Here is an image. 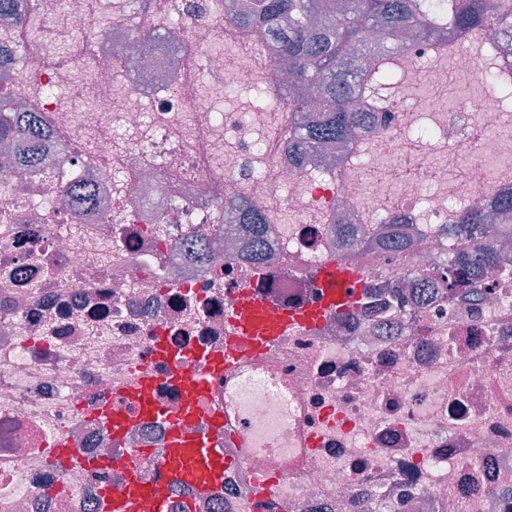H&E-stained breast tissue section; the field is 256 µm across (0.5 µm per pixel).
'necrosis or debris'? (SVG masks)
Segmentation results:
<instances>
[{"mask_svg": "<svg viewBox=\"0 0 512 512\" xmlns=\"http://www.w3.org/2000/svg\"><path fill=\"white\" fill-rule=\"evenodd\" d=\"M251 2L16 0L0 20V98L52 126L41 172L0 153V512H97L103 491L123 492L133 458L168 512H366L381 495L391 512H512V260L455 295L413 294L445 267L449 225L512 191V13L491 11L461 37L447 0H428L440 36L395 42L425 104L355 94L375 120L328 146L338 165L319 166L288 152L277 44L235 22ZM102 16L111 25L92 36ZM144 27L161 38L140 55ZM258 85L267 107L244 95ZM91 174L97 205L73 214L65 193ZM233 199L267 218L265 270L247 256ZM396 218L419 227L411 248L378 245ZM332 256L360 271L354 298L381 313L327 315L259 357L288 386L297 440L316 442L273 496L255 486L273 466L260 455L210 496L163 485L141 452L162 448L164 421L116 435L98 419L146 373L178 413L156 342L222 352L237 297L274 311L313 302L314 272ZM59 441L109 458L106 477L59 466Z\"/></svg>", "mask_w": 512, "mask_h": 512, "instance_id": "obj_1", "label": "necrosis or debris"}]
</instances>
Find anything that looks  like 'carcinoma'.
<instances>
[{
	"instance_id": "carcinoma-1",
	"label": "carcinoma",
	"mask_w": 512,
	"mask_h": 512,
	"mask_svg": "<svg viewBox=\"0 0 512 512\" xmlns=\"http://www.w3.org/2000/svg\"><path fill=\"white\" fill-rule=\"evenodd\" d=\"M416 0H354L347 8L337 0H259L263 23L259 29L279 42V52L292 65L291 85L281 89V98L288 110L301 115L295 128L294 143L298 151L309 155L319 146L352 138L363 125V113L352 108L354 93L375 95L388 85L399 66L397 53L390 49L380 60L379 67L368 78L356 83L357 68L350 64L354 50L366 35L377 29L398 37L408 29L427 39L433 28L420 22ZM493 4L483 0H450L448 26L463 35L481 26ZM320 112L316 120L307 113ZM46 120L39 112H10L0 106V138L14 147L28 146L26 162L35 165L37 149ZM66 205L75 212L92 209L96 196L92 182L73 184L65 195ZM244 223L255 233L254 246L267 226L259 210L245 211ZM392 243L398 248L414 240L407 224H392ZM478 233L474 243L448 249V267L426 273L433 286L448 293L464 286L472 271L494 273L502 262L490 241L497 237L498 225L475 212L453 225L449 234L460 239L471 232Z\"/></svg>"
}]
</instances>
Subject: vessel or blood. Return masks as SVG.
<instances>
[{
	"mask_svg": "<svg viewBox=\"0 0 512 512\" xmlns=\"http://www.w3.org/2000/svg\"><path fill=\"white\" fill-rule=\"evenodd\" d=\"M315 277L320 290L318 304L283 308L273 315L268 303L252 294L243 295L229 308V338L223 354L198 355L199 365L195 368L178 359L173 361L171 380L183 390L188 402L179 414L167 415L154 399L153 376H141L123 388L121 395L127 402L143 406L145 414L167 424V439L157 464L165 484L187 486L197 494L207 495L221 486L225 469L248 464L261 450L247 436L249 423L241 406L257 393L270 396L281 407L274 430L262 450L273 459L276 468L261 474L258 484L269 495L278 480L287 475L286 447L292 419L287 410L288 389L275 378H261L253 360L260 351L274 347L288 331L313 329L325 314L344 308L349 300V286L359 274L330 259L318 267ZM218 379L224 382V404L213 412L211 422L223 427L225 443L235 450L231 456L217 448L208 434H188L183 429V421L190 417L193 404L206 398L212 383ZM99 415L116 432L137 422L136 417L109 406L101 408ZM127 471L131 479L126 492L120 496L104 494L101 512H140L142 502L147 499L151 500L154 512H167L165 496L139 485L134 477L135 465H128Z\"/></svg>",
	"mask_w": 512,
	"mask_h": 512,
	"instance_id": "b4317fda",
	"label": "vessel or blood"
}]
</instances>
